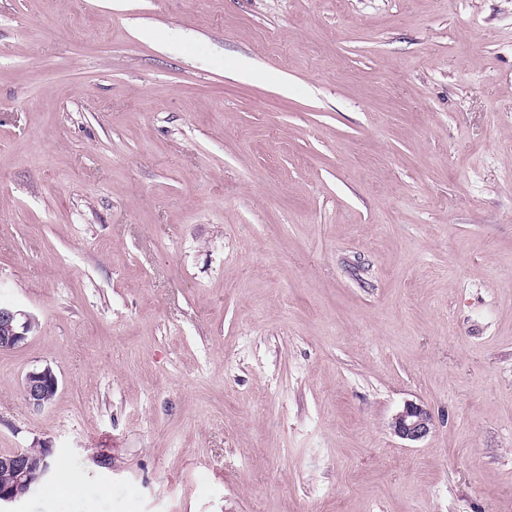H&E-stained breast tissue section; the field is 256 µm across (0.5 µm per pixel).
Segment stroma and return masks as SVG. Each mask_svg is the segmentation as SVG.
Segmentation results:
<instances>
[{
	"label": "stroma",
	"mask_w": 512,
	"mask_h": 512,
	"mask_svg": "<svg viewBox=\"0 0 512 512\" xmlns=\"http://www.w3.org/2000/svg\"><path fill=\"white\" fill-rule=\"evenodd\" d=\"M0 305L21 512H512V0H0ZM36 327L33 317L21 310L0 306V351L18 348ZM58 378L46 365L29 371L23 381L24 400L29 408L41 411L48 407L58 391ZM434 426L431 411L423 404L408 402L403 409L396 413L390 427L400 439L417 443L425 439ZM48 448H24L8 454H0V511L15 508L35 493L40 484L49 476ZM46 483L39 489H43Z\"/></svg>",
	"instance_id": "35a3bbf8"
}]
</instances>
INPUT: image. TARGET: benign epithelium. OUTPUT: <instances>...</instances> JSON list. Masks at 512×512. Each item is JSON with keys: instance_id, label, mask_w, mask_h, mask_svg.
<instances>
[{"instance_id": "7a95c632", "label": "benign epithelium", "mask_w": 512, "mask_h": 512, "mask_svg": "<svg viewBox=\"0 0 512 512\" xmlns=\"http://www.w3.org/2000/svg\"><path fill=\"white\" fill-rule=\"evenodd\" d=\"M36 327L33 317L21 310L0 306V351L12 350L24 343ZM58 378L46 365L29 371L23 381L27 406L41 411L48 407L58 391ZM434 426L431 411L423 404L408 402L396 413L390 427L400 439L417 443L425 439ZM49 448H24L0 454V509L21 505L35 493L49 476Z\"/></svg>"}]
</instances>
